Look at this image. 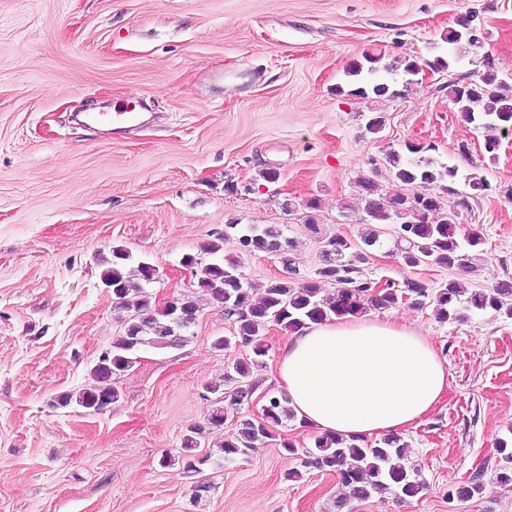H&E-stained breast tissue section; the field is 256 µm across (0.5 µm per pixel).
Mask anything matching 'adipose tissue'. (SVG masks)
Instances as JSON below:
<instances>
[{"instance_id":"obj_1","label":"adipose tissue","mask_w":512,"mask_h":512,"mask_svg":"<svg viewBox=\"0 0 512 512\" xmlns=\"http://www.w3.org/2000/svg\"><path fill=\"white\" fill-rule=\"evenodd\" d=\"M276 374L307 427L362 439L406 429L448 386L432 344L397 322L364 316L292 333Z\"/></svg>"}]
</instances>
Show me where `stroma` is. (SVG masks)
Wrapping results in <instances>:
<instances>
[{
    "mask_svg": "<svg viewBox=\"0 0 512 512\" xmlns=\"http://www.w3.org/2000/svg\"><path fill=\"white\" fill-rule=\"evenodd\" d=\"M462 20L482 33L483 53L426 69ZM486 53L512 83V0H0V512H335V474L286 478L297 463L283 441L311 447L314 429L284 422L224 460L219 445L238 418L262 414L255 397L202 439L200 470L185 471L183 436L215 400L207 385L250 355L214 348L234 320L208 300L183 346L138 352L104 411L55 402L93 386L92 367L129 317L101 283L113 248L156 266L146 291L158 308L196 295L183 259L203 257L228 224H276L296 242L286 265L229 237L224 252L247 281L308 280L324 238L367 232L359 179L393 190L386 156L411 141L457 168L444 207L484 243L468 272L410 268L391 253L396 225L380 224L365 279L471 291L512 279V129L488 156L484 129L446 88L480 71ZM367 54L421 70L382 73L384 97L351 95L349 67ZM131 101L143 109L137 127L86 119ZM375 114L385 119L377 134L367 129ZM473 173L490 189L457 210ZM314 197L315 234L303 207ZM373 315L431 342L448 388L401 432L421 492L353 500L346 512H512V485L496 479L497 442L512 433V319L488 309L441 323L406 302ZM478 470L482 492L458 499Z\"/></svg>",
    "mask_w": 512,
    "mask_h": 512,
    "instance_id": "1",
    "label": "stroma"
}]
</instances>
